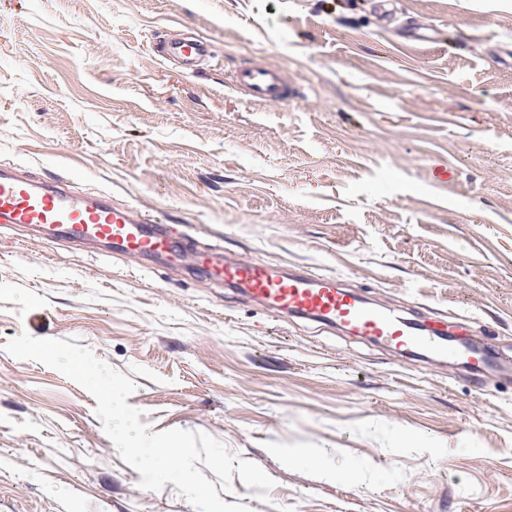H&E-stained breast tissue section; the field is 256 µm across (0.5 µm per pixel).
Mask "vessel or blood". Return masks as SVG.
<instances>
[{"label": "vessel or blood", "mask_w": 512, "mask_h": 512, "mask_svg": "<svg viewBox=\"0 0 512 512\" xmlns=\"http://www.w3.org/2000/svg\"><path fill=\"white\" fill-rule=\"evenodd\" d=\"M165 53L193 65L208 56L200 39H173ZM236 91L258 103H284L295 95L285 71L247 66L235 71ZM72 174L42 178L18 166L0 165V224H23L46 231L49 242L98 241L107 250L129 257L190 256L217 285L234 289L251 302L278 315H291L323 328H339L410 355L467 363L475 386L485 377L512 368V359L493 354L484 343L466 345L443 332H430L419 322L370 305L340 279L297 267L279 270L266 262L230 257L223 250L199 246L195 237L130 205L107 196L78 193Z\"/></svg>", "instance_id": "obj_1"}]
</instances>
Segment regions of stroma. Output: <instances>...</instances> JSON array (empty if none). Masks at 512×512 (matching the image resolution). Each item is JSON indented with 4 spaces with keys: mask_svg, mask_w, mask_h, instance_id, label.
Masks as SVG:
<instances>
[{
    "mask_svg": "<svg viewBox=\"0 0 512 512\" xmlns=\"http://www.w3.org/2000/svg\"><path fill=\"white\" fill-rule=\"evenodd\" d=\"M0 0V163L198 243L339 277L512 356V0ZM437 25L439 44L405 40ZM189 32L211 62L160 51ZM288 72L285 103L237 68ZM130 378L150 432H203L273 480L250 512H512V376L274 317L191 263L0 228V512H197L142 489L97 401L4 351L21 333ZM314 459L295 464L294 455ZM232 83L241 96L258 103H284L295 95L294 85L284 70L242 67L233 74Z\"/></svg>",
    "mask_w": 512,
    "mask_h": 512,
    "instance_id": "1",
    "label": "stroma"
}]
</instances>
